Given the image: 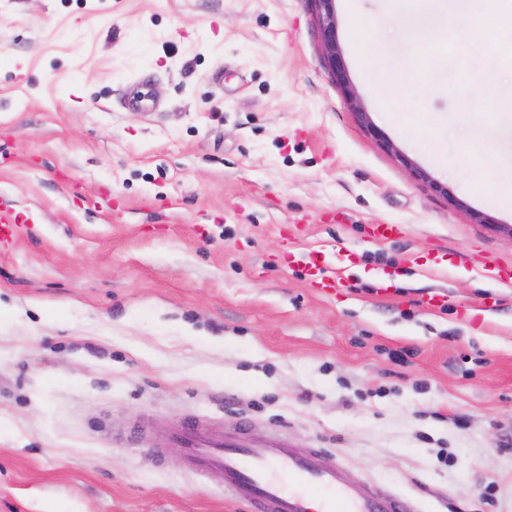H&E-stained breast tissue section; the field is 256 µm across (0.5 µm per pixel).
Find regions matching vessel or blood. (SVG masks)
I'll return each mask as SVG.
<instances>
[{"label": "vessel or blood", "mask_w": 512, "mask_h": 512, "mask_svg": "<svg viewBox=\"0 0 512 512\" xmlns=\"http://www.w3.org/2000/svg\"><path fill=\"white\" fill-rule=\"evenodd\" d=\"M300 261L309 275L325 277L333 267L356 265L358 256L320 248L302 252ZM167 438L184 449L193 471L220 474L250 512H417L409 499L355 486L332 464L297 455L276 438L258 439L245 431L228 438L197 418L172 428Z\"/></svg>", "instance_id": "1"}]
</instances>
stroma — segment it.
<instances>
[{
	"mask_svg": "<svg viewBox=\"0 0 512 512\" xmlns=\"http://www.w3.org/2000/svg\"><path fill=\"white\" fill-rule=\"evenodd\" d=\"M334 7L368 128L311 0H0V208L36 215L0 240V512H248L137 440L191 415L418 512H512V288L468 277L512 265L473 170L512 164V28L411 84L403 22L445 0ZM319 245L360 254L342 287L286 263ZM312 1L316 4L322 41L333 77L347 91L349 104L356 110L357 116L363 122L369 123L368 112L360 105L350 88L347 73L336 45V17L333 6L335 0Z\"/></svg>",
	"mask_w": 512,
	"mask_h": 512,
	"instance_id": "obj_1",
	"label": "stroma"
}]
</instances>
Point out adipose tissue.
I'll use <instances>...</instances> for the list:
<instances>
[{
  "instance_id": "1",
  "label": "adipose tissue",
  "mask_w": 512,
  "mask_h": 512,
  "mask_svg": "<svg viewBox=\"0 0 512 512\" xmlns=\"http://www.w3.org/2000/svg\"><path fill=\"white\" fill-rule=\"evenodd\" d=\"M471 6L472 0H453L451 8L443 18V27L437 29L425 25L424 21L416 17L405 20L404 27L418 55L417 60L412 63V76H419L424 70L421 55H424L430 45L442 41L445 30L453 28L459 19L471 17L472 24L467 35L468 41L471 42L480 41L488 29L506 24L512 26V0H501L500 9L476 17L471 14Z\"/></svg>"
}]
</instances>
